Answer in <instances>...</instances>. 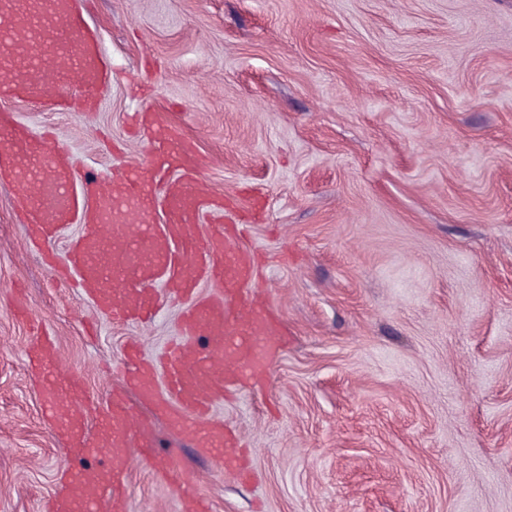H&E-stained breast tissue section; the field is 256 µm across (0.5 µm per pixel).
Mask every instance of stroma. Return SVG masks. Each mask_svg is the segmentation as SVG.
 <instances>
[{
    "label": "stroma",
    "mask_w": 512,
    "mask_h": 512,
    "mask_svg": "<svg viewBox=\"0 0 512 512\" xmlns=\"http://www.w3.org/2000/svg\"><path fill=\"white\" fill-rule=\"evenodd\" d=\"M112 64L93 110L0 100L104 183L142 163L136 113L172 114L286 346L213 416L243 467L156 417L208 512H512V0H76ZM183 303L115 324L55 283L0 182V512H47L65 442L25 353L107 412L121 360ZM128 512H181L133 463Z\"/></svg>",
    "instance_id": "1"
}]
</instances>
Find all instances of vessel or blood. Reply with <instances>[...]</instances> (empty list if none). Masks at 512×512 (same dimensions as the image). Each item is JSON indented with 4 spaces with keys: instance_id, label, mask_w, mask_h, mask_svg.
<instances>
[{
    "instance_id": "1",
    "label": "vessel or blood",
    "mask_w": 512,
    "mask_h": 512,
    "mask_svg": "<svg viewBox=\"0 0 512 512\" xmlns=\"http://www.w3.org/2000/svg\"><path fill=\"white\" fill-rule=\"evenodd\" d=\"M111 82L112 69L87 36L73 0H0L1 99L52 97L68 107L76 84L89 91L85 103L91 106ZM138 125L149 165L124 170L109 188L81 175L64 145L33 139L15 125L11 113H0V178L8 181L20 221L29 226L36 245L50 242L65 224L87 229L65 257L43 253L48 265L73 274L81 295L97 300L115 322L150 320L158 308V296L151 291L155 284L193 301L181 320L179 339L163 358L165 387H158L154 367L136 351L126 355L125 389L112 398L102 442L110 450L104 467L107 480L94 486L89 469L64 468L62 480L69 491L52 499L48 512H82L90 488L105 498L112 512H126L125 450L134 444L143 461L179 492L187 512H206L194 496L192 477L171 456L148 446L137 408L169 415L203 452L228 465L239 462L237 440L208 415L229 387L254 378L281 346L268 325V301L252 288L256 258L241 246L240 225L225 223L223 203L204 192L203 164L194 144L151 115H139ZM72 181L80 187L74 194L65 190ZM160 193L166 202L161 218L155 206ZM205 217L210 224L203 233L199 224ZM205 281L223 283V292L194 300ZM49 355L42 343L30 352L43 390L66 388L74 401L87 406L82 390L63 386ZM54 426L68 433L73 454L87 450L77 418L55 421Z\"/></svg>"
}]
</instances>
